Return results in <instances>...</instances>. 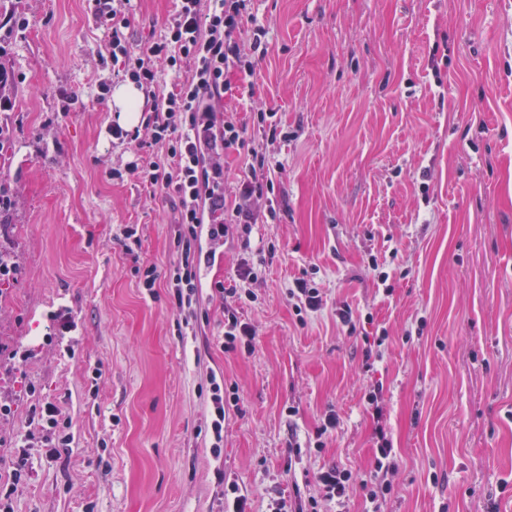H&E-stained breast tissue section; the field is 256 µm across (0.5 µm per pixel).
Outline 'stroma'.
Listing matches in <instances>:
<instances>
[{
  "label": "stroma",
  "mask_w": 512,
  "mask_h": 512,
  "mask_svg": "<svg viewBox=\"0 0 512 512\" xmlns=\"http://www.w3.org/2000/svg\"><path fill=\"white\" fill-rule=\"evenodd\" d=\"M175 7L131 0L130 50ZM18 10L29 25L0 55L15 85L0 184L16 199L0 250L19 266L0 284V483L32 406L55 403L71 443L52 458L31 442L12 512H225L231 482L252 512L294 493L370 512L359 490L322 500L317 475H368L379 425L397 456L380 512H512V0H252L265 54L232 75L224 114L250 128L273 112L287 131L251 143L281 168L277 218L252 225L246 254L234 229L203 240L216 253L200 272L204 325L170 302L176 204L126 171L162 147L137 156L108 132L98 84L123 81L109 30L88 0ZM244 258L261 277L238 306L250 355L225 349L215 289ZM149 265L151 291L137 273ZM299 278L324 301L304 320L288 296ZM342 303L355 333L336 324ZM380 335L381 357L365 358ZM212 376L226 398L217 454ZM331 411L336 431L318 435Z\"/></svg>",
  "instance_id": "35a3bbf8"
}]
</instances>
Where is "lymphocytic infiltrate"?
<instances>
[{"label":"lymphocytic infiltrate","mask_w":512,"mask_h":512,"mask_svg":"<svg viewBox=\"0 0 512 512\" xmlns=\"http://www.w3.org/2000/svg\"><path fill=\"white\" fill-rule=\"evenodd\" d=\"M127 0H91L93 15L110 31L112 65L129 76L151 102L146 123L155 141L165 144L163 157L141 166L130 162V173L177 203V262L169 276V295L177 308L191 305L197 295V264L202 238L216 239L232 227H250L277 216L274 182L265 154L247 146V130L225 119L219 107L232 86L234 72L252 73L256 60L245 47L259 49L260 38L244 42L245 21L251 20L250 0H177L159 38L131 53L125 31ZM176 79L161 85L156 65ZM246 150L247 177L233 200L224 197V156ZM377 448L369 478L358 481L350 470L332 466L317 482L323 497L345 503L360 490L370 503L390 494L389 479L396 453L384 427L376 429Z\"/></svg>","instance_id":"1"}]
</instances>
